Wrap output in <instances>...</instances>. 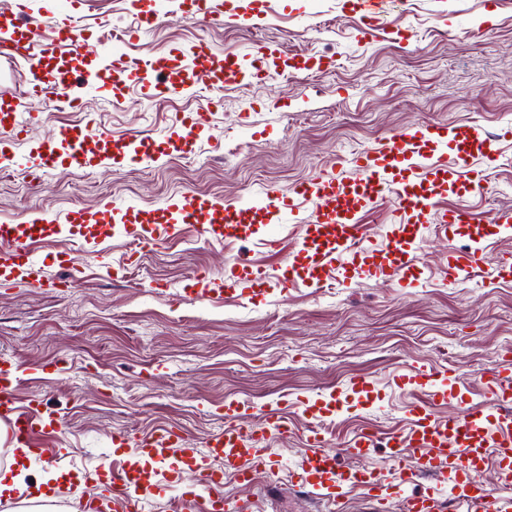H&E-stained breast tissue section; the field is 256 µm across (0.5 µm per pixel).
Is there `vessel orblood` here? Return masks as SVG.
<instances>
[{"mask_svg":"<svg viewBox=\"0 0 512 512\" xmlns=\"http://www.w3.org/2000/svg\"><path fill=\"white\" fill-rule=\"evenodd\" d=\"M83 2L44 0L40 12L53 32L49 39L41 38L38 26L28 22L26 0H18L11 21L0 22V57L25 61L30 98L52 100L64 107L79 106V97L72 93L73 81L78 78L99 92L137 83L151 97L174 99L192 95L200 81L213 85L249 83L262 79L268 71L301 72L318 65L316 58L289 57L272 48L264 56V69L256 70L250 55L230 52L220 58L209 44L200 42L186 50L175 48L148 58L102 52L94 69L84 71L78 64L84 42L74 24ZM172 6L174 11L209 19L224 17L245 28L259 27L264 19L253 8H234L225 0H173ZM382 6L383 0H354L362 38H371L378 31ZM38 121V113L23 111L17 98L0 93V129L10 137L24 134ZM206 125L203 113L176 114L159 142L143 135L113 139L64 127L39 142L23 159L10 146L1 145L0 167L23 162L30 171L47 174L60 168L108 173L117 160L150 166L199 139ZM506 137L512 138L511 123L495 132L478 124H413L387 138L383 145L355 153L349 173L312 176L287 194L270 189L229 203L219 197L185 193L167 200L163 207L138 211L133 225L127 224L125 213L109 206L99 210L98 221L123 225L126 234L155 245L165 243L181 224L193 225L207 240L222 239L259 216L280 224H300L288 265L278 276H269L263 268L247 262L220 277L198 275L194 278L195 293L202 300L221 293L249 299L274 290L287 291L299 282L321 288L338 280L341 269L335 261L340 257L349 265L365 260L381 277L403 288H415L419 282L411 277L415 267L411 252L424 225L435 221L451 234L469 221L462 209L437 211L440 196L450 188L463 195L482 193L484 175L473 169L472 160L478 156L487 167H497L500 154L496 144ZM386 196L392 200L393 219L386 227L383 245L371 249L365 245L367 231L359 215ZM509 233L512 213L494 215L490 224L482 227L480 238L449 250L446 276L454 282L472 279L483 261V237ZM95 236L81 211L62 224L46 215L0 224V280L20 277L33 288L50 285L66 291L71 277L46 282L41 265L32 257V241L60 237L90 240ZM21 376L17 364L0 358V423L7 427L11 447L28 449L33 457H46L50 451L37 447L38 433L60 435L63 424L56 414L44 409L40 398H31L27 408L18 406L16 391ZM415 377L422 396L407 409L406 429L383 438L376 431H363L342 449L330 447L322 427L325 420L338 417L344 410L333 391L297 400L307 422L302 431L272 407L255 408L231 399L224 403L223 429L209 436L201 449L171 427L151 435L114 432V450L130 455L135 463L112 479L121 489L119 499L112 502L113 512H142L145 501L157 491L154 474L139 466L143 460L161 464L173 480L191 475L192 491L174 498L173 512H197L201 507L206 512H227L229 502L219 492L225 474H233L239 484L248 486L259 471L274 467L269 449L256 444L258 435L266 432L282 439L301 434L305 465L297 483L307 495L337 510L348 493L359 488L366 491L374 512H388L396 502L401 503L403 512H442L447 500L460 512H512V497L502 494L503 489L512 487V376L499 369L484 374L481 382L489 398L481 406L469 404L454 369L422 367ZM451 401L456 411L439 418L435 406ZM252 414L260 416V424L244 426V417ZM379 444L388 450L389 471L385 474L361 464ZM343 455L357 459V466L340 467L338 460ZM217 460L223 461V469L214 468ZM489 466L494 467L497 477L493 484L481 477ZM422 477L435 478V485L416 490L415 484Z\"/></svg>","mask_w":512,"mask_h":512,"instance_id":"obj_1","label":"vessel or blood"}]
</instances>
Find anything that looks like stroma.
<instances>
[{
    "mask_svg": "<svg viewBox=\"0 0 512 512\" xmlns=\"http://www.w3.org/2000/svg\"><path fill=\"white\" fill-rule=\"evenodd\" d=\"M252 3L265 15L260 27L229 20L217 27L163 13L126 50L147 57L203 39L221 55L270 43L292 55L325 56L322 70L180 100L148 98L135 87L89 93L84 107L53 112L27 97L25 62L13 75H0V86L23 100L25 111L43 115L15 142L20 153L61 126L157 139L173 113L208 117L204 137L189 152L149 168L122 166L92 179L61 169L35 182L26 170L10 169L0 177V218L63 217L77 208L93 213L107 202L158 208L185 192L232 202L264 188L286 194L312 175L335 173L341 156L377 146L411 124L474 123L491 130L512 120V0H500L493 16L481 0H387L381 28L367 43L356 39L360 18L344 9V0ZM133 21L126 0H87L77 20L88 38L85 63L96 60L99 38ZM497 149L508 162L488 171L484 193H447L439 210L464 208L478 225L512 210V140ZM295 231L291 224H248L216 242L183 224L161 245L114 234L92 245L70 238L33 244L41 256L70 255L72 284L62 295L21 280L0 284V357L28 370L18 400L39 395L63 421L62 454L28 466L34 480L71 475L75 492L58 496L60 512H77L79 495L97 491L91 473L129 463L128 455L113 452L109 433L173 426L201 446L223 428L219 410L228 398L257 405L293 401L345 390L355 376L371 377L373 404L327 424L334 448L363 422L382 433L404 425L419 395L407 379L415 366L457 370L470 403H484L480 378L498 366L500 345L512 340V281L495 273L512 239H488L485 262L468 282L444 275L449 248L464 246V239L431 229L414 257L422 286L412 291L366 272L340 288L300 284L251 301L191 295L195 272L218 276L241 262L276 269L287 261ZM270 232L278 234L279 250L264 247ZM39 362L63 368L32 372ZM267 445L275 480L261 472L245 488L225 476L230 501L250 500L256 512H332L295 487L304 460L299 436Z\"/></svg>",
    "mask_w": 512,
    "mask_h": 512,
    "instance_id": "stroma-1",
    "label": "stroma"
}]
</instances>
